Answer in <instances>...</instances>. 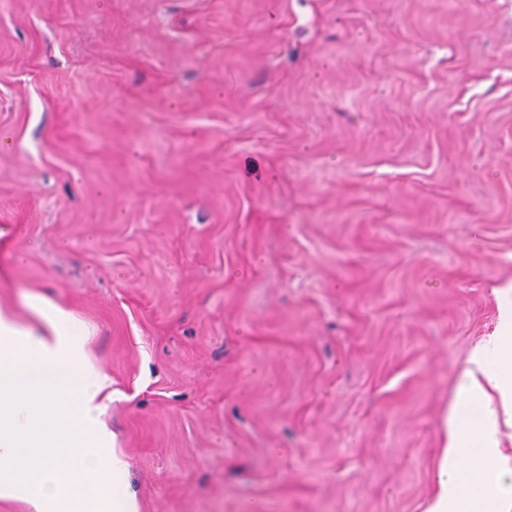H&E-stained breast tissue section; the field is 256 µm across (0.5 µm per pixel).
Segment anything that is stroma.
<instances>
[{"label":"stroma","mask_w":512,"mask_h":512,"mask_svg":"<svg viewBox=\"0 0 512 512\" xmlns=\"http://www.w3.org/2000/svg\"><path fill=\"white\" fill-rule=\"evenodd\" d=\"M33 294L137 512H423L512 302V0H0V309Z\"/></svg>","instance_id":"35a3bbf8"}]
</instances>
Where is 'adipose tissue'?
<instances>
[{
	"instance_id": "obj_1",
	"label": "adipose tissue",
	"mask_w": 512,
	"mask_h": 512,
	"mask_svg": "<svg viewBox=\"0 0 512 512\" xmlns=\"http://www.w3.org/2000/svg\"><path fill=\"white\" fill-rule=\"evenodd\" d=\"M39 325L0 312V498L30 512H136L125 462L107 445L83 332L55 302L31 296ZM512 305L495 336L473 347L443 417L444 445L425 512H512Z\"/></svg>"
}]
</instances>
